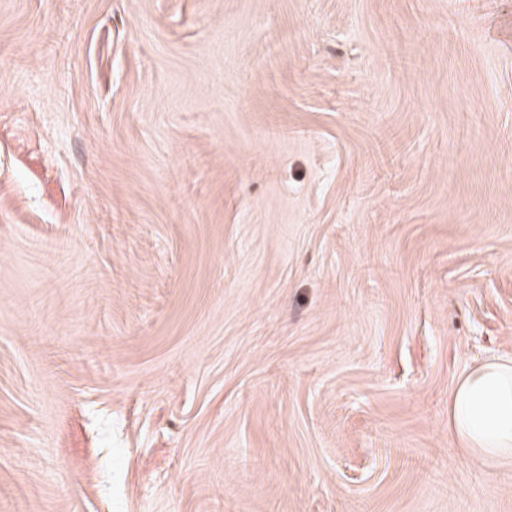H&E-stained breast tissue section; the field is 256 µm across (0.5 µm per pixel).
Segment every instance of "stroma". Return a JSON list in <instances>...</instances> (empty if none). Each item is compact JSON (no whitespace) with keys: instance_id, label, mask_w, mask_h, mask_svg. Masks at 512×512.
<instances>
[{"instance_id":"obj_1","label":"stroma","mask_w":512,"mask_h":512,"mask_svg":"<svg viewBox=\"0 0 512 512\" xmlns=\"http://www.w3.org/2000/svg\"><path fill=\"white\" fill-rule=\"evenodd\" d=\"M512 0H0V512H512ZM448 422L473 459L512 458V362L486 361L470 369L451 394Z\"/></svg>"}]
</instances>
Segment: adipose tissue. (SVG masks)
<instances>
[{"mask_svg":"<svg viewBox=\"0 0 512 512\" xmlns=\"http://www.w3.org/2000/svg\"><path fill=\"white\" fill-rule=\"evenodd\" d=\"M448 422L473 459H512V362L486 361L470 369L451 394Z\"/></svg>","mask_w":512,"mask_h":512,"instance_id":"obj_1","label":"adipose tissue"}]
</instances>
